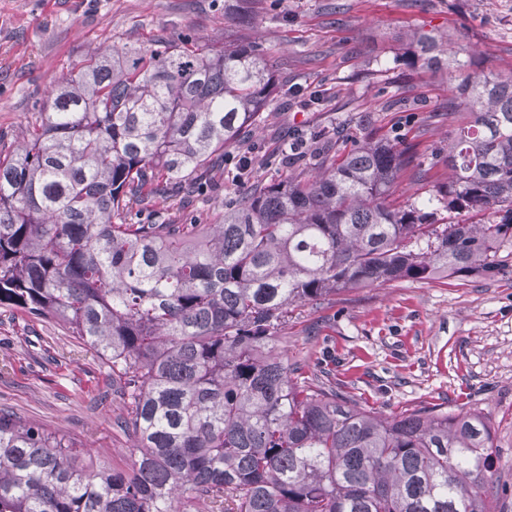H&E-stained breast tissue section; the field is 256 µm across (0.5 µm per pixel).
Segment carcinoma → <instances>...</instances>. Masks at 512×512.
<instances>
[{"mask_svg": "<svg viewBox=\"0 0 512 512\" xmlns=\"http://www.w3.org/2000/svg\"><path fill=\"white\" fill-rule=\"evenodd\" d=\"M255 0L228 8L244 23ZM457 73L448 185L394 208L412 161L367 137L313 176L255 187L214 224L132 223L258 119L265 54L184 41L99 45L0 150V310L60 322L127 405L131 470L0 409V512H496L489 418L440 405L386 415L285 364L291 309L337 292L489 275L512 243V75ZM491 211L484 224L460 217Z\"/></svg>", "mask_w": 512, "mask_h": 512, "instance_id": "cac0c4a2", "label": "carcinoma"}]
</instances>
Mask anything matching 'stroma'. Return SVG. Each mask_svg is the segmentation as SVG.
Wrapping results in <instances>:
<instances>
[{"label":"stroma","mask_w":512,"mask_h":512,"mask_svg":"<svg viewBox=\"0 0 512 512\" xmlns=\"http://www.w3.org/2000/svg\"><path fill=\"white\" fill-rule=\"evenodd\" d=\"M412 31L447 37L466 67L512 74V0H257L248 28L224 0H0V150L23 138L50 85L99 44L148 47L191 40L224 49L255 42L279 77L237 151L255 149L249 181L207 172L203 196L134 205L138 219L212 224L255 185L320 168L328 144L365 137L412 148L389 198L398 206L448 181V141L460 98L441 70L404 55ZM305 153L281 157L294 132ZM494 276L396 280L295 307L277 339L289 364L359 403L399 414L421 406L481 409L491 420L512 512V248ZM0 408L82 441L113 467L131 468L134 442L116 425L123 401L105 368L60 324L16 310L0 315Z\"/></svg>","instance_id":"1"}]
</instances>
